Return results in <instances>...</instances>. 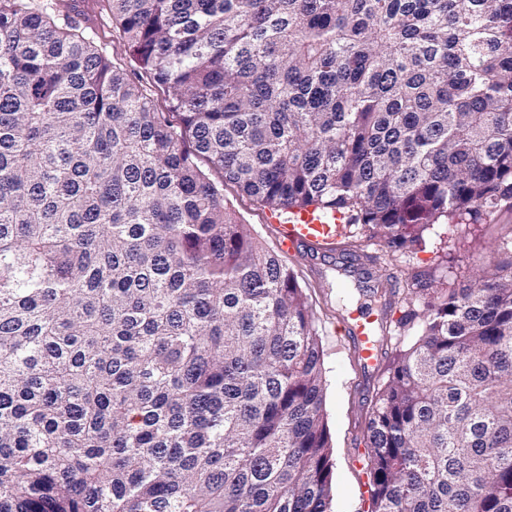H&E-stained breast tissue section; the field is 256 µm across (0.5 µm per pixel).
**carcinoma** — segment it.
<instances>
[{"instance_id": "obj_1", "label": "carcinoma", "mask_w": 512, "mask_h": 512, "mask_svg": "<svg viewBox=\"0 0 512 512\" xmlns=\"http://www.w3.org/2000/svg\"><path fill=\"white\" fill-rule=\"evenodd\" d=\"M107 6L164 109L0 0V512H334L313 311L224 182L393 251L511 213L512 0ZM400 321L367 512H512V261Z\"/></svg>"}]
</instances>
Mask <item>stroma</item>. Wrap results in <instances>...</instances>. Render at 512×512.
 Returning <instances> with one entry per match:
<instances>
[{
	"label": "stroma",
	"instance_id": "stroma-1",
	"mask_svg": "<svg viewBox=\"0 0 512 512\" xmlns=\"http://www.w3.org/2000/svg\"><path fill=\"white\" fill-rule=\"evenodd\" d=\"M72 19L95 46L103 48L114 62L130 68L133 79H141V72L132 67L105 0H78ZM223 183L225 204L266 250L277 251V230L268 222L270 210L236 185ZM510 238L512 214L504 212L480 224L434 225L425 234V245L395 252L380 246L358 229L353 236L337 237L335 255L303 251L284 256V263L293 271L314 312L324 350L326 419L334 446L335 512H365L367 508L369 476L360 460L361 440L367 412L386 380V367L399 349V338L403 334L397 325L399 311H389L390 331L378 339L382 358L375 369L367 372L353 344L338 334V326L350 310L360 305L383 308V300L374 299L370 293L376 278L391 283L393 299L397 302L418 299L416 279L420 276L431 279L436 288H458L478 277L491 246ZM353 244L366 254L367 260L359 267L361 279L350 281L354 293L342 309L336 305V285L341 275L333 270L332 263L343 260L345 248Z\"/></svg>",
	"mask_w": 512,
	"mask_h": 512
}]
</instances>
